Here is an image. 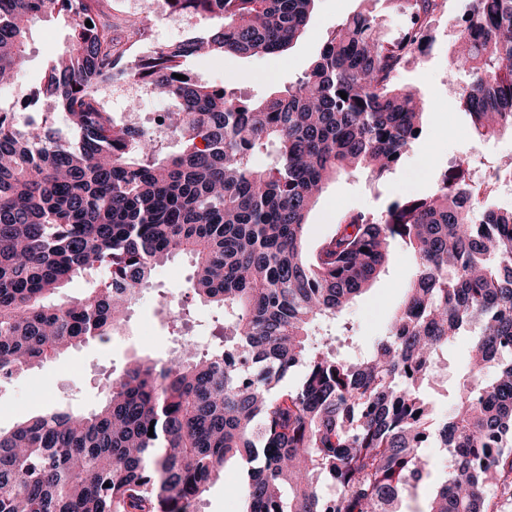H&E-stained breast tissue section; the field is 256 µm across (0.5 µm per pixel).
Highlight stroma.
Masks as SVG:
<instances>
[{
    "instance_id": "35a3bbf8",
    "label": "stroma",
    "mask_w": 512,
    "mask_h": 512,
    "mask_svg": "<svg viewBox=\"0 0 512 512\" xmlns=\"http://www.w3.org/2000/svg\"><path fill=\"white\" fill-rule=\"evenodd\" d=\"M145 4L146 0H111L116 36L126 37L129 20L141 16L149 20L148 35L136 45V52L178 42L198 28L193 17L176 20L166 5L149 11ZM459 5L460 0H446L435 26L436 41L431 52L406 65L397 77L400 85L417 91L426 102L427 115L420 138L410 145L401 163L381 184H374L364 172L344 174L331 181L309 216V249H316L330 235L340 211H373L401 196L430 193L451 160L464 153L471 156L477 177H484L501 154L512 151L511 135L487 140L473 137L460 93L448 82L453 49L458 40L453 18ZM363 10L371 11L381 34L389 38L398 37L407 23L401 0H316L303 35L284 54L201 58L191 61L189 69L200 82L220 87L229 79L237 95L254 101L263 99L301 76L338 24ZM68 38L69 30L60 19L45 17L34 23L28 39L27 63L16 74L14 89L37 88L50 60L62 51ZM101 94L121 124L132 112L141 113L144 123H152L170 106L168 99L127 81L104 85ZM191 271L190 260L183 256L157 267L152 288L141 292L132 305L123 335L107 342H88L39 368L0 383V430L9 431L57 404L92 410L102 398L101 383L119 372L128 358L134 355L165 357L174 341L168 320L161 311L162 299L185 305L189 311V334L209 340L221 311L188 298L187 278ZM414 272V261L407 246L400 242L392 244L384 272L341 316L342 321L353 328L355 348H365L374 336L382 333L388 314L402 301ZM244 468V461L238 458L225 464L223 480L209 485L201 496L202 512H242L244 504L231 489L240 481Z\"/></svg>"
}]
</instances>
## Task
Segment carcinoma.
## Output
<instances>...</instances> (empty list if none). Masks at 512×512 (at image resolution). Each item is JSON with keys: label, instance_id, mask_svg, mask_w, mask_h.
<instances>
[{"label": "carcinoma", "instance_id": "obj_1", "mask_svg": "<svg viewBox=\"0 0 512 512\" xmlns=\"http://www.w3.org/2000/svg\"><path fill=\"white\" fill-rule=\"evenodd\" d=\"M105 2L0 0V88L25 64L34 20L67 22L33 94L79 132L66 143L48 114L22 131L0 112V376L122 335L129 304L176 256L191 258L188 288L224 309V325L202 343L170 310L176 348L108 379L98 409L0 431V512H194L232 458L247 464L233 488L244 512H402L431 477L426 512H509L512 208L482 201L460 157L432 193L349 211L315 251L305 244L328 182L358 169L379 181L419 138L423 105L396 77L433 48L444 0H408L416 26L395 39L367 11L346 18L308 71L260 101L199 82L187 63L275 56L315 0H165L199 32L132 61ZM464 2L454 64L470 78L473 133L488 139L512 132V0ZM121 80L173 102L163 122L176 151L115 122L99 92ZM396 240L417 268L406 299L368 351L344 357L351 328L336 320ZM90 271L105 272L97 288L56 298ZM459 336L473 340L450 390ZM299 367L300 384L285 385ZM438 399L452 403L441 421ZM433 446L449 457L442 469L422 454Z\"/></svg>", "mask_w": 512, "mask_h": 512}]
</instances>
